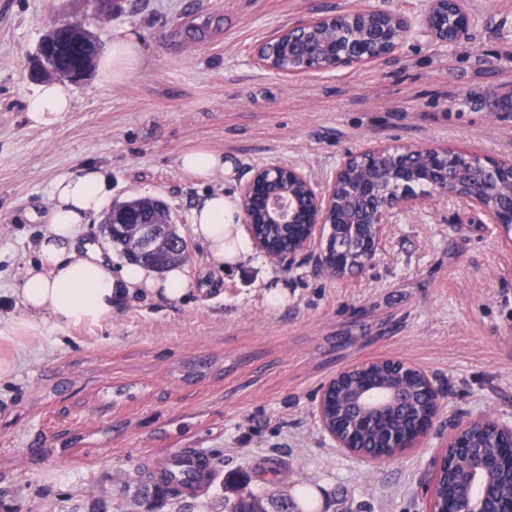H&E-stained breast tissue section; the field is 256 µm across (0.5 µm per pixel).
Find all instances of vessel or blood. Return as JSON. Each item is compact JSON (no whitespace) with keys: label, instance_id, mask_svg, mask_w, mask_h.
Segmentation results:
<instances>
[{"label":"vessel or blood","instance_id":"1","mask_svg":"<svg viewBox=\"0 0 512 512\" xmlns=\"http://www.w3.org/2000/svg\"><path fill=\"white\" fill-rule=\"evenodd\" d=\"M146 470L150 485L174 487L183 498L200 495L215 479V469L208 456L191 448L156 455L147 461Z\"/></svg>","mask_w":512,"mask_h":512}]
</instances>
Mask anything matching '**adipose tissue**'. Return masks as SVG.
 I'll use <instances>...</instances> for the list:
<instances>
[{
	"label": "adipose tissue",
	"instance_id": "ef3b65f1",
	"mask_svg": "<svg viewBox=\"0 0 512 512\" xmlns=\"http://www.w3.org/2000/svg\"><path fill=\"white\" fill-rule=\"evenodd\" d=\"M143 62L136 34L123 31L99 61L104 80L117 83ZM74 94L65 81L41 84L34 92L27 119L34 126L57 123L71 111ZM109 197L103 168L87 166L56 180L46 222L33 248L35 262L26 268L16 295L20 315L0 322V381L16 372L15 352L33 347L47 326H99L110 322L115 304L135 297L177 300L190 290L185 268L163 272L135 263L112 269L103 250L82 240L81 227L103 213ZM189 230L205 248L210 262L236 268L253 256L250 234L235 201L223 191L199 197L189 215Z\"/></svg>",
	"mask_w": 512,
	"mask_h": 512
}]
</instances>
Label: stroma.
Wrapping results in <instances>:
<instances>
[{
	"instance_id": "35a3bbf8",
	"label": "stroma",
	"mask_w": 512,
	"mask_h": 512,
	"mask_svg": "<svg viewBox=\"0 0 512 512\" xmlns=\"http://www.w3.org/2000/svg\"><path fill=\"white\" fill-rule=\"evenodd\" d=\"M429 5L123 0L103 19L93 0H0V298L33 258L52 183L85 164L110 170L113 199L162 198L184 237L201 188L178 158L193 148L223 153L230 172L210 187L236 200L276 164L325 188L348 153L377 144L512 162V0H466L472 25L449 43L427 31ZM360 7L408 21L392 55L298 75L257 63L276 31ZM74 16L104 49L132 29L145 61L118 84L90 69L72 111L31 126L33 59ZM329 236L292 263L258 251L229 270L192 241L182 300L132 299L102 326L47 328L0 383V512H226L235 471L267 512H303L297 487L318 492L313 512H425L431 462L453 426L512 423V237L442 196L390 210L374 258L334 277L318 261ZM382 358L422 367L441 403L417 447L373 464L322 428L317 392L342 368ZM175 448L212 458L203 495L147 488L146 455ZM270 458L284 467L266 475Z\"/></svg>"
}]
</instances>
